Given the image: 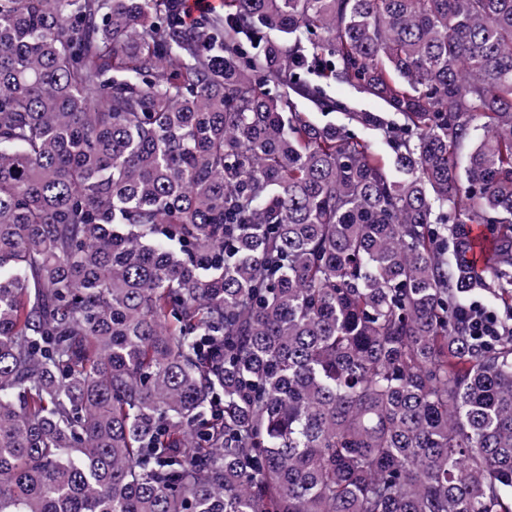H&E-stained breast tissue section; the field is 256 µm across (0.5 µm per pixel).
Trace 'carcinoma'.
Returning <instances> with one entry per match:
<instances>
[{
    "mask_svg": "<svg viewBox=\"0 0 512 512\" xmlns=\"http://www.w3.org/2000/svg\"><path fill=\"white\" fill-rule=\"evenodd\" d=\"M224 6L0 0V512H512V0ZM327 97L332 100L349 102L353 107L368 112H384L383 104L375 99L363 98L344 85L332 83L325 86ZM459 320L476 340L493 339L503 333V321L497 313L479 301L459 304Z\"/></svg>",
    "mask_w": 512,
    "mask_h": 512,
    "instance_id": "1",
    "label": "carcinoma"
}]
</instances>
